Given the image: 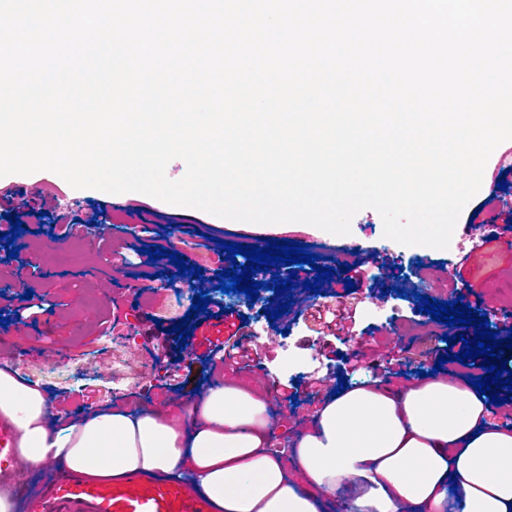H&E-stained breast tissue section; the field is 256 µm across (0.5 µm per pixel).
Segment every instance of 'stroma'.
Instances as JSON below:
<instances>
[{
  "mask_svg": "<svg viewBox=\"0 0 512 512\" xmlns=\"http://www.w3.org/2000/svg\"><path fill=\"white\" fill-rule=\"evenodd\" d=\"M505 150V145H498L490 156L482 186L462 211L448 249L417 246L407 252L395 242L382 241V220L372 209L359 212L345 236L305 223L284 224V232L302 235L317 246L338 251L354 246L361 262L348 273L354 291H347L342 282L324 283L316 293L305 290L300 266L292 265L282 275L293 280V310L272 321L248 310L237 298L211 291L206 311L193 320L188 358L165 372L156 371L153 362L171 355L178 346L170 330L191 310L192 302L169 286L165 260L157 262L158 280H139L141 248H166L173 228L189 224L194 232L180 241V250L204 258L208 252L202 242L208 236L249 244L248 223L136 192L114 196L76 189L50 171L0 177V195L13 192L15 213L27 228L18 261L0 264V281H26L48 304L37 325L11 324L0 332L9 341L0 347V365L27 380L42 375V388L56 408L73 420L93 407L122 408L136 401L171 409L195 381L214 376L222 366L225 379L265 393L287 390V398L272 402L269 408L280 421L272 436L273 448L279 452L289 451L340 379L353 383L371 378L402 387L415 381L418 371L429 372L437 365L451 375L477 379L483 373L477 362L454 361L460 348L445 341L446 336L457 334V327L421 312L419 298L426 295L448 302L463 297L473 310L487 316L490 330L503 337L512 334V255L485 241L494 225L512 231V174L502 173L508 164ZM501 180L506 181V189H498ZM40 194L52 198L58 211L79 220L110 216V230L83 263L58 262L57 253L73 240L63 236L60 225H48L46 219L27 211L26 201ZM474 214L479 217L475 224L470 221ZM134 222L140 230L137 236H127L125 229ZM45 227L51 229V238L45 248H34L35 231ZM374 249L402 266L403 276L395 290H387L370 256ZM457 263L465 281L452 289L447 276ZM339 309L351 313L352 324L335 337L319 316ZM223 310L245 322L256 368L225 366L223 350H209L202 342V328L210 315ZM132 330L138 338L130 342L126 336ZM364 343L369 346L367 357L357 369L352 358ZM400 349L409 356L402 369L392 359Z\"/></svg>",
  "mask_w": 512,
  "mask_h": 512,
  "instance_id": "stroma-1",
  "label": "stroma"
}]
</instances>
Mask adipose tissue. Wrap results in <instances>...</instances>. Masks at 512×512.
<instances>
[{
    "label": "adipose tissue",
    "instance_id": "obj_1",
    "mask_svg": "<svg viewBox=\"0 0 512 512\" xmlns=\"http://www.w3.org/2000/svg\"><path fill=\"white\" fill-rule=\"evenodd\" d=\"M50 416L38 385L0 367V419L30 475L187 476L213 512H324L343 485L351 512H445L453 496L460 512H512V429L472 385L438 373L343 388L287 457L272 449L268 398L234 381L208 383L174 413L138 403L57 428Z\"/></svg>",
    "mask_w": 512,
    "mask_h": 512
}]
</instances>
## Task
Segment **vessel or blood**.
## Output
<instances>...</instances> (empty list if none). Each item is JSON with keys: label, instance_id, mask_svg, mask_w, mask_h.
Returning <instances> with one entry per match:
<instances>
[{"label": "vessel or blood", "instance_id": "vessel-or-blood-1", "mask_svg": "<svg viewBox=\"0 0 512 512\" xmlns=\"http://www.w3.org/2000/svg\"><path fill=\"white\" fill-rule=\"evenodd\" d=\"M13 432L0 422V478L18 467ZM30 512H210L186 477L132 475L110 485L90 477L52 478L43 493L29 503Z\"/></svg>", "mask_w": 512, "mask_h": 512}]
</instances>
